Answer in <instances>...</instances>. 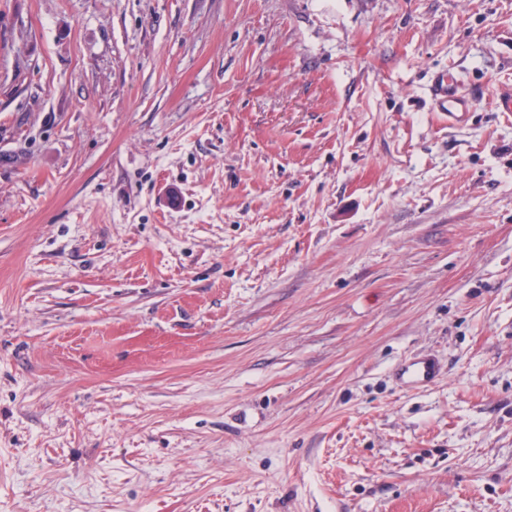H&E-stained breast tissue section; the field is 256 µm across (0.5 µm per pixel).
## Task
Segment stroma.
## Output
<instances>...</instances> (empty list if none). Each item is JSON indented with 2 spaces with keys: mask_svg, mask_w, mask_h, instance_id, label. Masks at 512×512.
<instances>
[{
  "mask_svg": "<svg viewBox=\"0 0 512 512\" xmlns=\"http://www.w3.org/2000/svg\"><path fill=\"white\" fill-rule=\"evenodd\" d=\"M507 91L512 0H0V512H512ZM429 94L438 112L448 118V124L460 125L467 120L472 101L447 73L436 75ZM402 370L409 383L413 385H424L432 382L440 374V367L431 356H424L408 365H404Z\"/></svg>",
  "mask_w": 512,
  "mask_h": 512,
  "instance_id": "35a3bbf8",
  "label": "stroma"
}]
</instances>
